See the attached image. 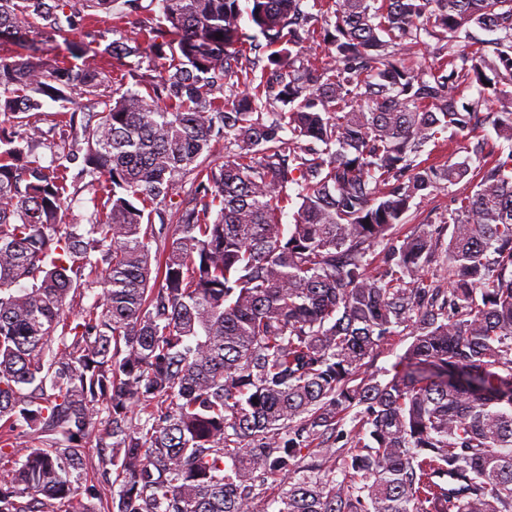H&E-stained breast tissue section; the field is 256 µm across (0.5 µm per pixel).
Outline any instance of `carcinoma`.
<instances>
[{
  "label": "carcinoma",
  "instance_id": "obj_1",
  "mask_svg": "<svg viewBox=\"0 0 512 512\" xmlns=\"http://www.w3.org/2000/svg\"><path fill=\"white\" fill-rule=\"evenodd\" d=\"M154 2L105 67L77 42L0 54V457L31 442L0 512H255L270 479L275 512H512V0ZM111 8L0 0V44ZM245 14L273 49L259 76ZM430 39L437 60L407 63ZM147 53L136 89L109 90ZM45 97L70 131L47 166ZM462 132L478 167L422 158ZM84 179L83 229L62 210ZM465 179L437 227L398 234ZM81 490L100 507L74 508ZM467 186V189H465ZM465 189V190H464ZM471 187L465 184V181L457 184L450 185L447 188L438 190L435 195L431 196L429 200H425L421 203V206L417 213H415V207L410 211V217L407 224H403L400 230L401 235L412 233L418 226L419 222L435 207L438 208L437 212L444 210H451L454 208V198L462 191H470ZM414 212V213H413ZM415 215H417L415 217ZM412 341L410 336H393L388 344L378 349L374 356L368 373L375 375L378 380H384L391 377L386 371H391L393 365L397 362L398 356L401 355L408 344Z\"/></svg>",
  "mask_w": 512,
  "mask_h": 512
}]
</instances>
